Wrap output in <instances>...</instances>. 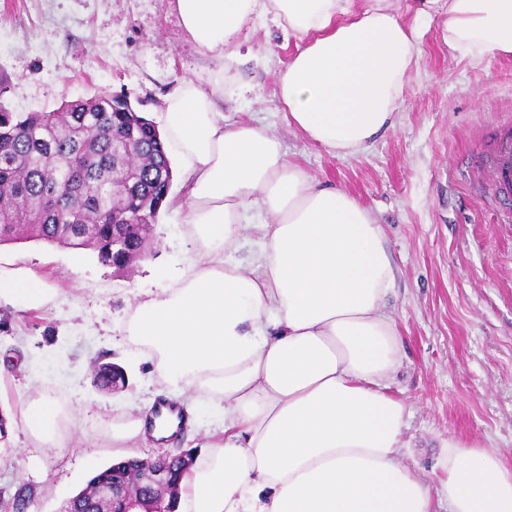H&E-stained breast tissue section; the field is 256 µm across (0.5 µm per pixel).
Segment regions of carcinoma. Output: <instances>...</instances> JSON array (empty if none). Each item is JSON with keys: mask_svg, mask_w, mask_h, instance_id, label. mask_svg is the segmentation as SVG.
Listing matches in <instances>:
<instances>
[{"mask_svg": "<svg viewBox=\"0 0 512 512\" xmlns=\"http://www.w3.org/2000/svg\"><path fill=\"white\" fill-rule=\"evenodd\" d=\"M131 172L122 193L114 177ZM172 188L169 155L155 124L106 92L70 100L49 112L15 115L0 109V243L43 240L122 269L147 245L112 246L117 224H154ZM138 459L100 468L71 512H112L96 501L98 485H122Z\"/></svg>", "mask_w": 512, "mask_h": 512, "instance_id": "carcinoma-1", "label": "carcinoma"}]
</instances>
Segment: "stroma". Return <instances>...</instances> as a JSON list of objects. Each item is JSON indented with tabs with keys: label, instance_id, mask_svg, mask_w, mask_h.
<instances>
[{
	"label": "stroma",
	"instance_id": "stroma-1",
	"mask_svg": "<svg viewBox=\"0 0 512 512\" xmlns=\"http://www.w3.org/2000/svg\"><path fill=\"white\" fill-rule=\"evenodd\" d=\"M442 27L434 17L394 129L343 159L286 125L277 82L294 44L268 20L245 30L248 53L221 65L190 40L169 0H0L1 107L48 112L106 91L155 122L183 79L206 88L220 74L221 112L264 124L290 160L371 211L395 268L389 309L403 355L390 392L406 406L403 461L435 492L447 479L437 462L449 439L512 463V223L483 169L499 125L512 117V56L449 51ZM171 165L152 250L130 270L102 265L90 249L32 238L0 244L1 269L27 268L56 290L37 310L0 301V411L15 422L0 444V512H65L93 475L88 459L114 461L121 428L150 421L170 400L128 324L139 301L198 258L185 224V170L179 160ZM104 363L125 370L124 388L96 385L94 369ZM40 396L77 418L61 447H34L19 424ZM181 420L170 438L140 434L137 456L203 448L223 412H185Z\"/></svg>",
	"mask_w": 512,
	"mask_h": 512
}]
</instances>
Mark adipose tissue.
Listing matches in <instances>:
<instances>
[{
  "mask_svg": "<svg viewBox=\"0 0 512 512\" xmlns=\"http://www.w3.org/2000/svg\"><path fill=\"white\" fill-rule=\"evenodd\" d=\"M191 40L218 60L241 53L256 18L295 42L278 77L289 127L336 156L395 126L422 53L420 18L445 14L444 39L475 58L512 54V0H424L407 21L393 0H171ZM221 85L184 80L161 136L189 181L188 222L202 255L129 322L170 395L203 392L223 434L179 481L176 512H434L404 465L406 409L388 393L401 342L388 309L395 270L380 224L354 196L288 159L278 136L217 112ZM250 270L234 256L246 214ZM21 308L53 290L24 267L0 269V299ZM61 407L24 418L36 447L64 439ZM447 512H512V467L449 440Z\"/></svg>",
  "mask_w": 512,
  "mask_h": 512,
  "instance_id": "ef3b65f1",
  "label": "adipose tissue"
}]
</instances>
